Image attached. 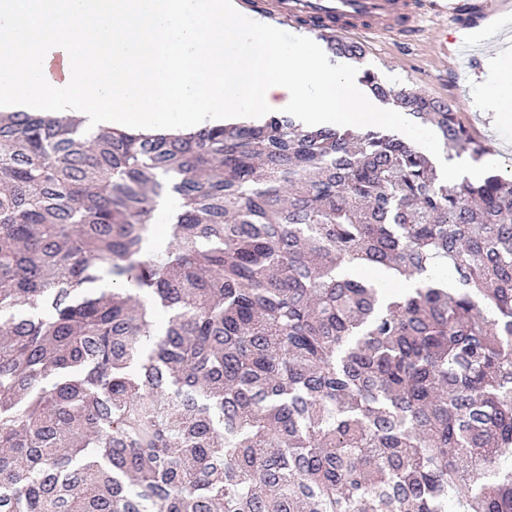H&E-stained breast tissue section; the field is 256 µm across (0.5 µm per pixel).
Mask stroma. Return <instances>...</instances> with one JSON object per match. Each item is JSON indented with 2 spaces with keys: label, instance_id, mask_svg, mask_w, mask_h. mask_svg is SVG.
I'll use <instances>...</instances> for the list:
<instances>
[{
  "label": "stroma",
  "instance_id": "stroma-1",
  "mask_svg": "<svg viewBox=\"0 0 512 512\" xmlns=\"http://www.w3.org/2000/svg\"><path fill=\"white\" fill-rule=\"evenodd\" d=\"M465 9L456 17L431 16L423 23L419 42L403 45L386 37L362 38L364 54L356 67L371 71L383 83L397 88H417L425 95L448 101L458 118L485 146L488 155L502 163L503 175L512 174V126L503 128L482 106L494 87L483 56L496 49L493 40L474 44V57L462 61L456 48L466 31L499 18L512 29V0H463Z\"/></svg>",
  "mask_w": 512,
  "mask_h": 512
}]
</instances>
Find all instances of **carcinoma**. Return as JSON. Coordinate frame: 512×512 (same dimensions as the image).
Here are the masks:
<instances>
[{"label": "carcinoma", "instance_id": "cac0c4a2", "mask_svg": "<svg viewBox=\"0 0 512 512\" xmlns=\"http://www.w3.org/2000/svg\"><path fill=\"white\" fill-rule=\"evenodd\" d=\"M361 82L485 154L447 102ZM511 453L512 181L285 113H0V512H512Z\"/></svg>", "mask_w": 512, "mask_h": 512}]
</instances>
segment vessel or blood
<instances>
[{"label": "vessel or blood", "mask_w": 512, "mask_h": 512, "mask_svg": "<svg viewBox=\"0 0 512 512\" xmlns=\"http://www.w3.org/2000/svg\"><path fill=\"white\" fill-rule=\"evenodd\" d=\"M243 15L263 14L283 30H298L309 16L328 19L329 30L339 37L365 35L417 42L426 12L459 14V0H237Z\"/></svg>", "instance_id": "obj_1"}]
</instances>
